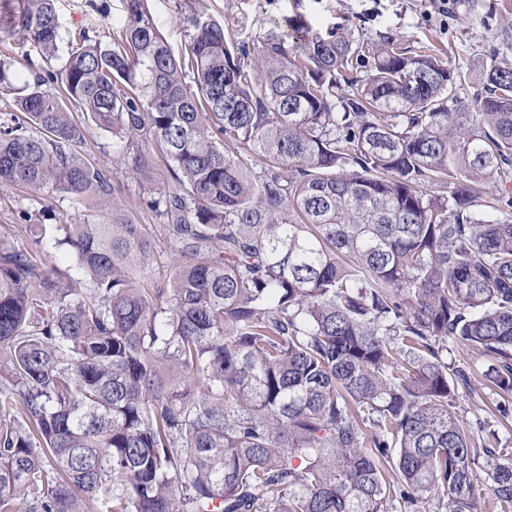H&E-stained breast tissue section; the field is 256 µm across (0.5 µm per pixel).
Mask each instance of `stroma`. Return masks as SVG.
I'll use <instances>...</instances> for the list:
<instances>
[{
  "instance_id": "obj_1",
  "label": "stroma",
  "mask_w": 512,
  "mask_h": 512,
  "mask_svg": "<svg viewBox=\"0 0 512 512\" xmlns=\"http://www.w3.org/2000/svg\"><path fill=\"white\" fill-rule=\"evenodd\" d=\"M103 15L90 14L89 0H56L63 31L88 29L91 36H104L123 24V0H103ZM154 25L174 50H181L184 29L181 14L203 11L223 21L237 40L258 41L270 21L302 16L311 31L322 35L346 34L374 40L381 35L395 37L414 53L438 56L449 68L466 73L457 90L463 105H471L482 90L479 70L490 54L512 61V49L501 41L502 32L512 29V0H448L447 12H440L437 0H147ZM84 155L105 169L120 175L122 190L104 194L97 201L99 218L108 219L115 208L128 204L148 190L166 185L168 166L160 155H152L143 172L129 175V160L114 149L110 133L93 128L87 135ZM84 212L68 194L37 198L28 189L0 186V232H9L18 245L31 247L28 230L32 224H78ZM448 358L467 367L469 389L461 391L457 411L465 422L484 418L497 400L483 376L485 360L465 344L448 346Z\"/></svg>"
}]
</instances>
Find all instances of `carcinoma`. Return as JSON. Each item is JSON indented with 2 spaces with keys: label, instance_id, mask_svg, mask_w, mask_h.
Returning <instances> with one entry per match:
<instances>
[{
  "label": "carcinoma",
  "instance_id": "cac0c4a2",
  "mask_svg": "<svg viewBox=\"0 0 512 512\" xmlns=\"http://www.w3.org/2000/svg\"><path fill=\"white\" fill-rule=\"evenodd\" d=\"M55 2L0 14L41 56L21 87L0 58V185L93 210L89 127L171 182L154 226L0 236V512H512V200L484 191L512 182V61L453 110L464 75L390 36L298 16L252 48L191 12L176 55L124 0L64 51ZM450 341L503 397L475 429Z\"/></svg>",
  "mask_w": 512,
  "mask_h": 512
}]
</instances>
